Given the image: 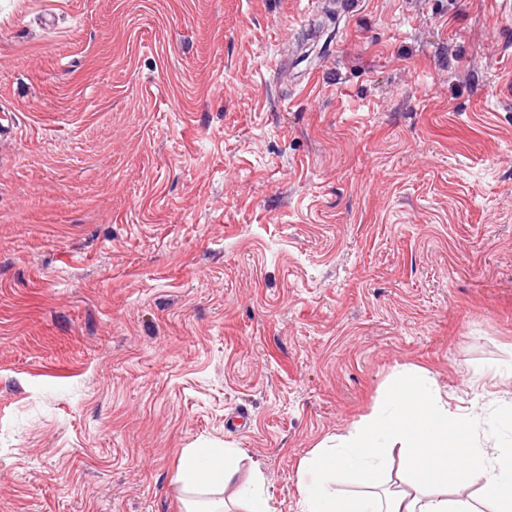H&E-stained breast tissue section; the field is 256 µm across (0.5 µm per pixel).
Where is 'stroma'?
I'll list each match as a JSON object with an SVG mask.
<instances>
[{
    "label": "stroma",
    "mask_w": 512,
    "mask_h": 512,
    "mask_svg": "<svg viewBox=\"0 0 512 512\" xmlns=\"http://www.w3.org/2000/svg\"><path fill=\"white\" fill-rule=\"evenodd\" d=\"M0 0V512H182L429 372L512 383V0ZM238 448H183L172 478L183 494L184 512H232L228 502L245 501L249 512H270L265 477L254 470L245 485L237 482ZM231 490L233 500L224 499Z\"/></svg>",
    "instance_id": "35a3bbf8"
}]
</instances>
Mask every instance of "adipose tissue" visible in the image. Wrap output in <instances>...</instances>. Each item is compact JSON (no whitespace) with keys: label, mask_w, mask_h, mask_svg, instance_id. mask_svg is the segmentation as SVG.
Segmentation results:
<instances>
[{"label":"adipose tissue","mask_w":512,"mask_h":512,"mask_svg":"<svg viewBox=\"0 0 512 512\" xmlns=\"http://www.w3.org/2000/svg\"><path fill=\"white\" fill-rule=\"evenodd\" d=\"M476 407L450 408L418 377L391 380L382 411L314 448L298 467L302 512H512V401L502 403L497 424L504 441H490ZM236 448L207 445L181 452L172 478L183 494V512H231L229 500L249 512H270L265 477L254 470L239 484ZM399 475L388 480L390 457ZM353 487L344 495L337 483ZM476 485L478 498L454 499L449 484Z\"/></svg>","instance_id":"1"}]
</instances>
